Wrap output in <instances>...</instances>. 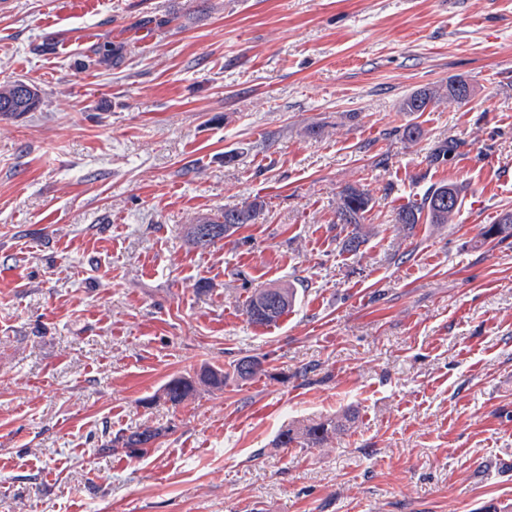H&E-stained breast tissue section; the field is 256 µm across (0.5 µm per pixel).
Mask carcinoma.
<instances>
[{"label": "carcinoma", "instance_id": "carcinoma-1", "mask_svg": "<svg viewBox=\"0 0 512 512\" xmlns=\"http://www.w3.org/2000/svg\"><path fill=\"white\" fill-rule=\"evenodd\" d=\"M473 87L462 79H450L448 83L432 88L416 90L405 96L399 103L401 112H425L441 103L455 102L464 104L468 101ZM40 102L38 89L25 81H14L0 86V116L13 115L18 112H31ZM372 198L364 190L348 186L339 194L336 214L342 224L352 226L351 235L343 242V247L350 251L359 249L366 241L367 227L362 224L364 214L370 210ZM461 206L460 189L452 183H441L432 187L419 202L402 206L394 212L393 223L410 230L415 225L453 224ZM258 204L251 203L241 207L226 208L221 218L207 216L197 218L196 222L186 227L187 241L199 248H206L215 242L231 236L242 224L254 220ZM484 238L500 242L512 238V212L503 213L498 222L484 227ZM295 288L290 284H281L269 288H257L250 296L244 314L247 319L259 325L276 323L292 305ZM263 371L260 359L246 357L230 364V368H205L195 381L189 377H174L162 387V395L174 405H179L193 396L196 383L214 388L224 387L229 378L249 379ZM353 423L352 416L327 417L311 421L301 427H288L278 434L277 445L289 448H321L347 431ZM162 433L158 427L148 426L128 436H116L106 441L102 447L114 449L146 448Z\"/></svg>", "mask_w": 512, "mask_h": 512}]
</instances>
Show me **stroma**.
Instances as JSON below:
<instances>
[{
  "label": "stroma",
  "instance_id": "1",
  "mask_svg": "<svg viewBox=\"0 0 512 512\" xmlns=\"http://www.w3.org/2000/svg\"><path fill=\"white\" fill-rule=\"evenodd\" d=\"M96 45L122 60L83 67ZM454 77L467 103L399 111ZM16 80L41 101L0 117V512L512 510V238L482 237L512 211V0H0ZM442 182L455 223H393ZM288 282V314L247 320ZM248 356L261 376L160 396ZM342 410L328 445L276 447ZM372 198L363 189L348 186L339 194L336 214L341 224L352 226L351 235L343 242V247L356 251L366 241L367 227L362 224L364 214L370 210ZM257 207V203H251L241 207L224 208L222 220L207 216L199 217L195 224L187 225L186 239L195 247L206 248L231 236L240 225L251 224ZM295 294V288L290 284L257 288L250 296L244 314L251 323L259 325L275 324L288 312ZM196 381L189 377H174L162 387V395L174 405H179L193 396ZM161 433V428L148 426L142 431L135 432L128 436H115L113 439L104 442L101 447L107 449L112 448V450L119 446L122 448H148Z\"/></svg>",
  "mask_w": 512,
  "mask_h": 512
}]
</instances>
